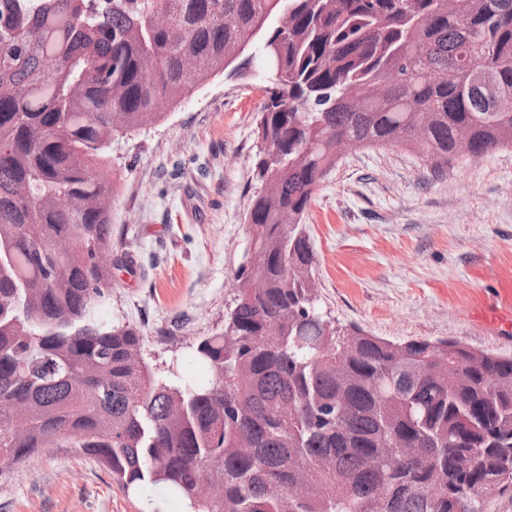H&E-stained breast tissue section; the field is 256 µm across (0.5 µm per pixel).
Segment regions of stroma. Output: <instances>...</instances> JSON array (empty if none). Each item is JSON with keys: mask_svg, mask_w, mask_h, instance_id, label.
<instances>
[{"mask_svg": "<svg viewBox=\"0 0 512 512\" xmlns=\"http://www.w3.org/2000/svg\"><path fill=\"white\" fill-rule=\"evenodd\" d=\"M266 84L217 75L161 120L113 136L102 156L112 174V281L104 323L146 337L153 365L177 362L207 384L193 347L221 334L234 276L247 260L245 216L253 193L254 116ZM305 223L318 258L319 310L394 342L451 338L512 356L469 314L512 280V148L466 158L433 176L398 147L342 157ZM0 512H182L162 489L124 490L98 462L68 448L0 476Z\"/></svg>", "mask_w": 512, "mask_h": 512, "instance_id": "35a3bbf8", "label": "stroma"}]
</instances>
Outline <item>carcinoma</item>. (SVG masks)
I'll return each mask as SVG.
<instances>
[{
  "label": "carcinoma",
  "instance_id": "1",
  "mask_svg": "<svg viewBox=\"0 0 512 512\" xmlns=\"http://www.w3.org/2000/svg\"><path fill=\"white\" fill-rule=\"evenodd\" d=\"M2 2L0 474L67 443L186 512H480L512 487V356L336 326L304 224L351 152L402 146L442 176L462 142L471 158L512 147V0ZM284 10L288 32L254 41ZM258 54L273 67L256 256L224 333L196 345L212 381L194 386L146 362L139 329L97 316L102 136L218 74L247 78Z\"/></svg>",
  "mask_w": 512,
  "mask_h": 512
}]
</instances>
